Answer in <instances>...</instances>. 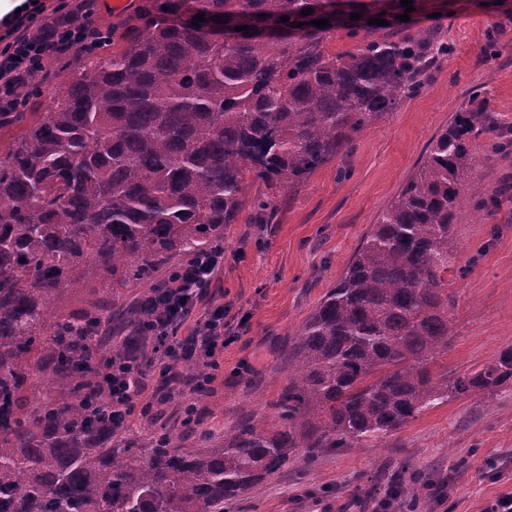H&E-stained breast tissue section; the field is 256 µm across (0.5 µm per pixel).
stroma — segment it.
<instances>
[{"mask_svg":"<svg viewBox=\"0 0 512 512\" xmlns=\"http://www.w3.org/2000/svg\"><path fill=\"white\" fill-rule=\"evenodd\" d=\"M422 25L437 27L448 55L421 78L419 92L376 122L352 148L290 190L248 184L224 234V262L202 308L223 306L220 368L199 406L208 423H274L271 408L288 380V350L303 322L342 275L379 216L415 173L430 142L480 94L497 138L474 142L477 172L494 192L483 207L462 201L448 239V310L455 334L431 365L457 378L512 345V0H419ZM494 42V53L484 51ZM71 59L46 62L29 81L27 111H49L42 88L65 82ZM271 195V211L253 207ZM496 460L489 470L488 460ZM436 485L416 509L484 512L512 492V388L449 397L387 438L296 460L224 512H377L400 471Z\"/></svg>","mask_w":512,"mask_h":512,"instance_id":"stroma-1","label":"stroma"}]
</instances>
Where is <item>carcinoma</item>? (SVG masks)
I'll list each match as a JSON object with an SVG mask.
<instances>
[{
	"label": "carcinoma",
	"instance_id": "1",
	"mask_svg": "<svg viewBox=\"0 0 512 512\" xmlns=\"http://www.w3.org/2000/svg\"><path fill=\"white\" fill-rule=\"evenodd\" d=\"M404 10L142 0L124 49L79 64L50 92L51 111L28 125L25 112H0V133L18 129L0 153V512H224L300 450L311 460L379 440L450 393L512 387V346L451 383L429 368L454 334L455 209L466 190L486 196L462 182L473 140L494 136L474 96L303 323L273 426H205L195 385L163 422L144 409L141 432L112 426V355L137 373L155 349L153 299L181 266L224 247L246 184H301L448 55L432 28L397 19ZM379 16L389 25L370 24ZM338 28L357 42L331 54ZM214 29L224 39L208 38ZM383 29L407 34L372 38ZM88 277L93 298L61 306ZM426 488L416 475L391 496L414 508Z\"/></svg>",
	"mask_w": 512,
	"mask_h": 512
}]
</instances>
